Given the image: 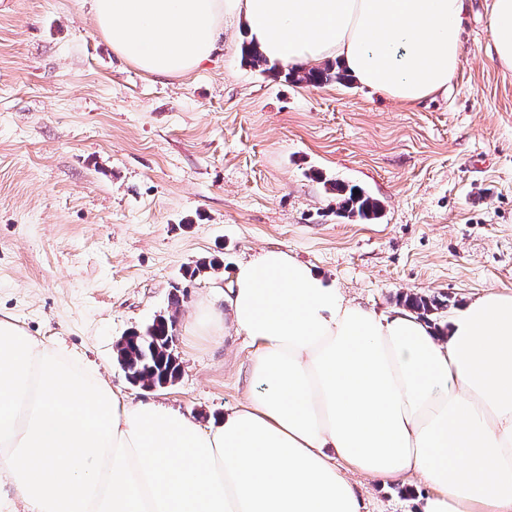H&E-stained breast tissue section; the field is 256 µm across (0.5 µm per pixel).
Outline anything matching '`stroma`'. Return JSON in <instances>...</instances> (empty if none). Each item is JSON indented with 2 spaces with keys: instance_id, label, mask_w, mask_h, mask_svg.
<instances>
[{
  "instance_id": "obj_1",
  "label": "stroma",
  "mask_w": 512,
  "mask_h": 512,
  "mask_svg": "<svg viewBox=\"0 0 512 512\" xmlns=\"http://www.w3.org/2000/svg\"><path fill=\"white\" fill-rule=\"evenodd\" d=\"M490 2L469 0L447 95L404 107L353 79L254 68L232 25L208 61L161 76L113 52L92 0H0V317L207 427L242 400L250 354L209 314L263 249L379 312L446 297L438 326L512 294V70L489 51ZM332 179L376 198L379 219L343 216ZM159 317L180 374L146 389L116 344ZM355 482L362 512H419L428 492Z\"/></svg>"
}]
</instances>
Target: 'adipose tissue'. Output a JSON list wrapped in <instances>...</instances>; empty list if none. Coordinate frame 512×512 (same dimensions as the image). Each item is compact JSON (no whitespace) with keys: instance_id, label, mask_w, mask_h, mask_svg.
Wrapping results in <instances>:
<instances>
[{"instance_id":"obj_1","label":"adipose tissue","mask_w":512,"mask_h":512,"mask_svg":"<svg viewBox=\"0 0 512 512\" xmlns=\"http://www.w3.org/2000/svg\"><path fill=\"white\" fill-rule=\"evenodd\" d=\"M465 0H93L113 50L176 76L228 21L269 61L332 60L410 105L447 90ZM512 69V0H491ZM224 293L253 352L240 405L201 429L124 400L98 371L0 318V512H361L353 475L430 489L421 512H512V294L446 327L350 303L281 250Z\"/></svg>"}]
</instances>
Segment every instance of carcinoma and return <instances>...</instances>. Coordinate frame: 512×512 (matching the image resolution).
<instances>
[{"label":"carcinoma","instance_id":"carcinoma-1","mask_svg":"<svg viewBox=\"0 0 512 512\" xmlns=\"http://www.w3.org/2000/svg\"><path fill=\"white\" fill-rule=\"evenodd\" d=\"M347 73L327 63L322 67H312L306 71L291 69L286 78L295 82L322 84L332 80H343ZM331 190L340 199L339 208L344 213L357 215L363 219H374L379 215L380 204L377 199L364 190L354 193L356 187L340 182L330 183ZM404 305L425 319L443 306L436 297L408 295L403 299ZM171 336L165 319L155 320L140 332L135 340L117 348V360L122 365L129 379L146 388H163L174 382L179 375V363L170 347Z\"/></svg>","mask_w":512,"mask_h":512}]
</instances>
